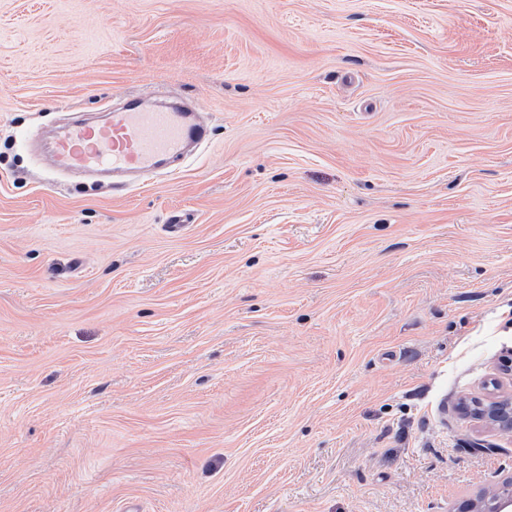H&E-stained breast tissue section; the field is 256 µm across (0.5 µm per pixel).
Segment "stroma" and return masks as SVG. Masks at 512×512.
<instances>
[{
	"instance_id": "stroma-1",
	"label": "stroma",
	"mask_w": 512,
	"mask_h": 512,
	"mask_svg": "<svg viewBox=\"0 0 512 512\" xmlns=\"http://www.w3.org/2000/svg\"><path fill=\"white\" fill-rule=\"evenodd\" d=\"M130 95L207 143L48 167ZM510 353L512 0H0V512H457Z\"/></svg>"
}]
</instances>
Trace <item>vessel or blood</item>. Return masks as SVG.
I'll return each instance as SVG.
<instances>
[{"label":"vessel or blood","mask_w":512,"mask_h":512,"mask_svg":"<svg viewBox=\"0 0 512 512\" xmlns=\"http://www.w3.org/2000/svg\"><path fill=\"white\" fill-rule=\"evenodd\" d=\"M208 129L196 113L172 105L144 106L132 98L99 123L75 122L54 141L49 167L146 177L161 162L204 142Z\"/></svg>","instance_id":"1"}]
</instances>
